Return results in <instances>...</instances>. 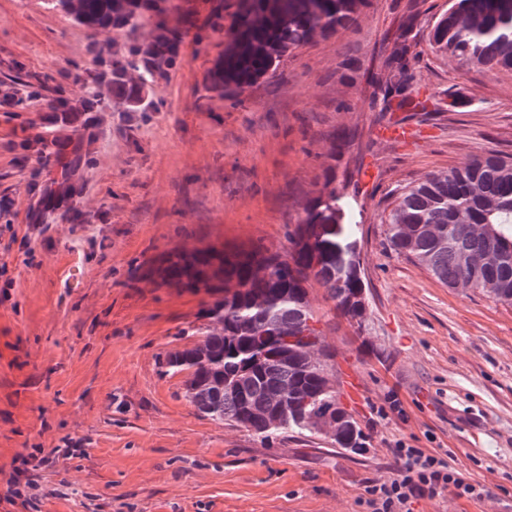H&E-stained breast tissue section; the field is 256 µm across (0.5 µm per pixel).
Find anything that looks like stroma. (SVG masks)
Instances as JSON below:
<instances>
[{
	"instance_id": "stroma-1",
	"label": "stroma",
	"mask_w": 512,
	"mask_h": 512,
	"mask_svg": "<svg viewBox=\"0 0 512 512\" xmlns=\"http://www.w3.org/2000/svg\"><path fill=\"white\" fill-rule=\"evenodd\" d=\"M448 0H371L355 24L296 49L275 77L232 105L206 90L224 53L184 35L167 79L144 88L156 112H131L98 83L105 53L135 34L88 28L48 0H0V512H368L369 483L393 476L397 443L444 453L483 489L414 512H512V306L447 288L391 251L384 219L428 174L486 153L512 154V71L463 70L436 56L429 24ZM417 16L415 86L425 107L383 112L372 81L383 44ZM72 105L98 99L79 147L74 128L42 122L58 86ZM410 127L408 142L377 131ZM355 139L336 166L369 286L362 347L322 288L311 304L336 363L358 377L347 404L358 451L292 432L266 441L198 413L167 353L199 343L207 296L158 286L168 250L208 243L286 246L289 215L323 183L333 131ZM74 195L57 198L60 185ZM40 449L32 498L6 500L19 456Z\"/></svg>"
}]
</instances>
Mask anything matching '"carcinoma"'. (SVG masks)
<instances>
[{"instance_id":"carcinoma-1","label":"carcinoma","mask_w":512,"mask_h":512,"mask_svg":"<svg viewBox=\"0 0 512 512\" xmlns=\"http://www.w3.org/2000/svg\"><path fill=\"white\" fill-rule=\"evenodd\" d=\"M358 0H215L206 24L197 28L200 48L213 34L232 35L224 55L208 71V89L235 104L258 80L275 75L280 62L318 36H328L352 20ZM54 6L87 27L134 31L155 21L157 35L147 45L131 43L112 59V93L133 112H157L145 101L143 85L167 77L180 33L157 20L178 9L174 0H54ZM412 17L386 45L388 55L376 84L386 104L412 112L420 105L410 54ZM427 41L441 56L466 68L512 71V0H453L429 28ZM139 72V82L128 71ZM302 212L288 220V247L261 244L224 249L175 248L156 273L170 286L204 291L200 312L208 320L196 346L168 354L167 371L187 373V397L217 423L243 427L267 440L283 431L320 436L305 419L307 402L319 411L339 412L330 438L339 448L358 450L362 432L342 406L334 375L335 354L321 332L309 287L324 288L335 314L347 321L368 319L363 297V263L344 256L355 227L336 224L344 196L336 192V165ZM389 249L424 268L452 289L486 292L512 305V156H477L428 175L405 191L385 220Z\"/></svg>"}]
</instances>
